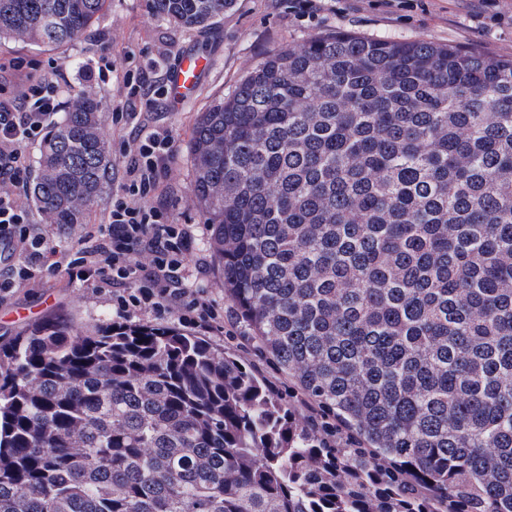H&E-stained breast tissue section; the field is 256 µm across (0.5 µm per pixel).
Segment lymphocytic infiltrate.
I'll list each match as a JSON object with an SVG mask.
<instances>
[{
  "instance_id": "lymphocytic-infiltrate-1",
  "label": "lymphocytic infiltrate",
  "mask_w": 512,
  "mask_h": 512,
  "mask_svg": "<svg viewBox=\"0 0 512 512\" xmlns=\"http://www.w3.org/2000/svg\"><path fill=\"white\" fill-rule=\"evenodd\" d=\"M159 58V75L128 69L116 78L112 128L129 131L120 140L121 178L98 223L69 226L77 244L68 249L57 245L54 225L35 223L22 203L30 189L27 147L60 111L66 75L54 68L21 93L0 95V301L44 287L47 272L60 270L68 285L110 297L118 317L168 311L188 325L223 329V307L189 274L196 228L177 223L172 210L179 193L174 135L141 122V110L153 109L167 95L176 56L167 48Z\"/></svg>"
}]
</instances>
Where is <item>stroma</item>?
Wrapping results in <instances>:
<instances>
[{"instance_id": "35a3bbf8", "label": "stroma", "mask_w": 512, "mask_h": 512, "mask_svg": "<svg viewBox=\"0 0 512 512\" xmlns=\"http://www.w3.org/2000/svg\"><path fill=\"white\" fill-rule=\"evenodd\" d=\"M347 31L391 40H425L512 56V0H419L413 6L383 5L382 0H328L313 21L289 16L275 0H232L223 16L208 25L184 29L150 15L146 0H108L104 16L76 40L55 48L0 40V86L16 93L52 65L62 66L69 91L89 92L110 122L112 87L100 72L114 64L126 69L148 65L159 48L173 42L180 54L205 56L209 67L198 88L181 105L160 100L157 125L171 128L178 158L175 180L181 192L174 215L198 225L193 259L203 261L201 284L224 302V274L211 246L207 219L191 193L194 179L190 142L200 112L219 96H231L246 73L270 52L301 44L312 35ZM14 59L23 68H11ZM63 315L85 327H106L117 320L111 302L92 289L66 286L63 273L48 275L45 287L21 290L0 303V336H12L41 319Z\"/></svg>"}]
</instances>
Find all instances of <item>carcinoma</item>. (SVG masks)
Listing matches in <instances>:
<instances>
[{
    "label": "carcinoma",
    "mask_w": 512,
    "mask_h": 512,
    "mask_svg": "<svg viewBox=\"0 0 512 512\" xmlns=\"http://www.w3.org/2000/svg\"><path fill=\"white\" fill-rule=\"evenodd\" d=\"M231 2L147 0L185 28ZM106 5L0 0V38L67 44ZM190 150L224 296L288 395L178 327L41 320L0 340V512H512V57L312 36ZM110 162L78 92L32 198L81 224Z\"/></svg>",
    "instance_id": "obj_1"
}]
</instances>
